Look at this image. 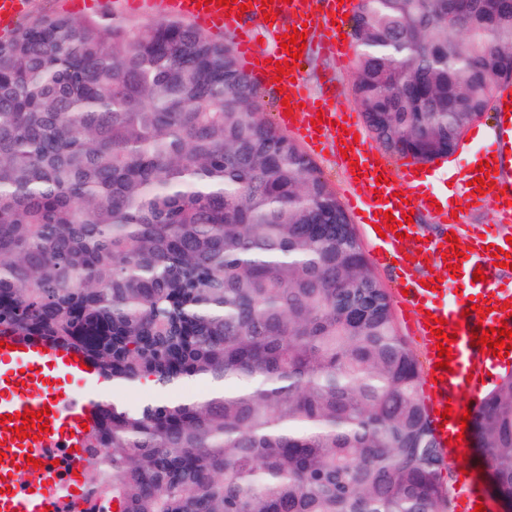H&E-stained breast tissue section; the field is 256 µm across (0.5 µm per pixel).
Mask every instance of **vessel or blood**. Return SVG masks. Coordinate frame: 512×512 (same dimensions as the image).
Returning <instances> with one entry per match:
<instances>
[{
	"instance_id": "1",
	"label": "vessel or blood",
	"mask_w": 512,
	"mask_h": 512,
	"mask_svg": "<svg viewBox=\"0 0 512 512\" xmlns=\"http://www.w3.org/2000/svg\"><path fill=\"white\" fill-rule=\"evenodd\" d=\"M354 0H323L320 10H310L308 0H236L231 8L217 5L210 0L202 8L197 0H163L165 12L173 18L185 19L211 34L229 33L234 37L235 49L244 68L265 84L280 80L290 97L291 112L280 115V124L296 138L317 152H324L331 143H340L349 151L344 166L355 169L356 180L348 199V208L361 224H376L385 228L386 236L379 249L373 250L371 260L378 266L397 262L398 272L403 273L401 282L406 293L399 298L401 310L410 311L408 328L411 334L421 337L427 357L423 389L431 399L435 427L434 435L440 448H447L449 439L460 432V417L464 411L462 397L479 399L485 385L487 371L503 366L504 361L492 353L483 351L472 342L471 335L477 328L507 325L512 329V290L500 288L497 283L498 269L490 254L491 249H501L512 254V243L507 242L505 230L512 226V117H506L505 105L512 103V87H506L498 95L499 110L489 135H482L479 128H472V140H486L485 148L476 157L488 161L491 172L480 191L469 195V202L482 200L483 196H496L498 208L492 223L460 225L450 209H442L437 218L446 224L448 233L426 241L416 240L412 248H405L400 233L414 236V225L403 223L410 212L430 209L438 197L428 194L417 174L418 167L406 165L400 176H393L388 165L374 148L354 138L360 130L355 113L337 112L328 103H316L303 91L302 65H288V54L281 45H274L269 53L256 49V39L243 23L244 16L262 17L272 14L266 22L269 37H276L281 18H288L292 27L305 28L307 34L317 30L328 31L324 43L328 53L335 55L339 63H347L353 48L341 39L337 24L344 14L350 13ZM247 8V15H240V8ZM28 8L26 0H0V30H11L14 22ZM285 63V71H278V63ZM321 117L319 125H312L314 117ZM400 218L396 230H388L386 214ZM464 235L471 249L466 256L456 257L457 271H449L442 255L451 249V236ZM430 265L436 273L428 285L408 276L407 268ZM482 270L484 280L473 277L475 270ZM464 284L468 295L455 303H448V289ZM444 319L445 334L455 335L450 344L452 353L450 368L440 371L436 339L427 325L429 318ZM5 349L0 350V415L11 416L8 424H0V512H65L67 498L59 489L69 484L86 465L84 452V425L92 423L95 404L79 399L73 384L91 386L95 372L85 369L84 355L52 348L39 340H20L5 337ZM49 409L48 431L31 428L29 438L17 436L21 425L19 415L24 411L38 412ZM451 410L449 419H442L444 410ZM40 460V468H33V460ZM23 467L32 479L31 485L15 484L11 470ZM483 498L472 486L468 475L459 479L456 498L457 512H474Z\"/></svg>"
}]
</instances>
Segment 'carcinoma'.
Returning a JSON list of instances; mask_svg holds the SVG:
<instances>
[{"mask_svg":"<svg viewBox=\"0 0 512 512\" xmlns=\"http://www.w3.org/2000/svg\"><path fill=\"white\" fill-rule=\"evenodd\" d=\"M350 26L355 99L396 156L452 153L512 80V0H357ZM1 334L160 390L98 404L84 512H450L351 218L233 41L181 20L0 38ZM191 381L209 390L163 395ZM470 437L511 500L512 372Z\"/></svg>","mask_w":512,"mask_h":512,"instance_id":"1","label":"carcinoma"}]
</instances>
